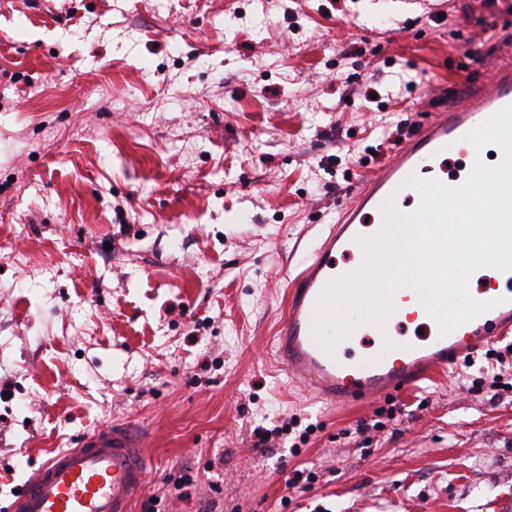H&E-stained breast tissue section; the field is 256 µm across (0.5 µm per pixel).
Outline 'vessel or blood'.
<instances>
[{
    "mask_svg": "<svg viewBox=\"0 0 512 512\" xmlns=\"http://www.w3.org/2000/svg\"><path fill=\"white\" fill-rule=\"evenodd\" d=\"M509 105L512 65L506 63L496 68L490 80L473 85L453 106L439 108L420 125L355 190L339 225L299 253L301 272L289 291L288 313L277 327L275 357L318 400L353 406L405 391L447 371L460 356L512 333V271L502 274L505 288L471 292L478 301L497 298V306L445 336L428 315L419 324L420 335H403L400 313L395 310L377 329L368 352L356 358L345 354L342 340L335 352H326L312 332L313 316L327 286L353 273L352 268L337 266V252H362L363 240L377 236L384 227L385 203L401 213L406 202L418 198L408 178L432 170L466 133ZM148 439L147 429L131 420L84 434L75 447L47 455L5 512H131L132 503L145 489Z\"/></svg>",
    "mask_w": 512,
    "mask_h": 512,
    "instance_id": "obj_1",
    "label": "vessel or blood"
}]
</instances>
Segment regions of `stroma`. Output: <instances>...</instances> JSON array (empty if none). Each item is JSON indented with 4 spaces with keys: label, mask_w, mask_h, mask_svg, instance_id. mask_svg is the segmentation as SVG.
<instances>
[{
    "label": "stroma",
    "mask_w": 512,
    "mask_h": 512,
    "mask_svg": "<svg viewBox=\"0 0 512 512\" xmlns=\"http://www.w3.org/2000/svg\"><path fill=\"white\" fill-rule=\"evenodd\" d=\"M509 46L512 0H0V503L127 418L147 493L198 477L163 512H512V369L328 408L271 350L298 253Z\"/></svg>",
    "instance_id": "35a3bbf8"
}]
</instances>
